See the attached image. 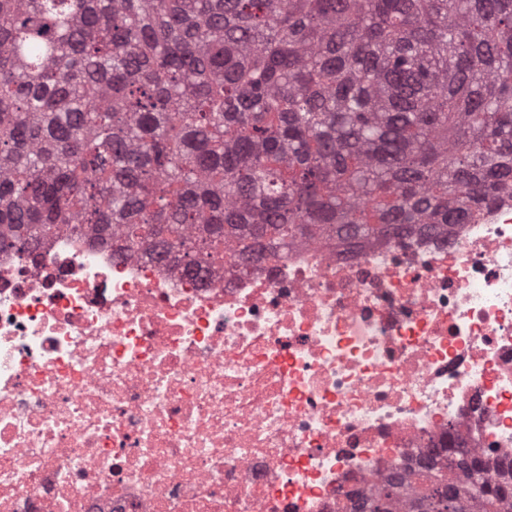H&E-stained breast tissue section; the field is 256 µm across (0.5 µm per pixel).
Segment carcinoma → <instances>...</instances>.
Masks as SVG:
<instances>
[{
	"label": "carcinoma",
	"instance_id": "obj_1",
	"mask_svg": "<svg viewBox=\"0 0 512 512\" xmlns=\"http://www.w3.org/2000/svg\"><path fill=\"white\" fill-rule=\"evenodd\" d=\"M503 195L512 0H0L1 250L77 224L190 273ZM426 462L414 512L512 501L468 452Z\"/></svg>",
	"mask_w": 512,
	"mask_h": 512
}]
</instances>
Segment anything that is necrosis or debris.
Listing matches in <instances>:
<instances>
[{
	"instance_id": "1",
	"label": "necrosis or debris",
	"mask_w": 512,
	"mask_h": 512,
	"mask_svg": "<svg viewBox=\"0 0 512 512\" xmlns=\"http://www.w3.org/2000/svg\"><path fill=\"white\" fill-rule=\"evenodd\" d=\"M452 448L512 471V197L246 269L0 250V512H352Z\"/></svg>"
}]
</instances>
